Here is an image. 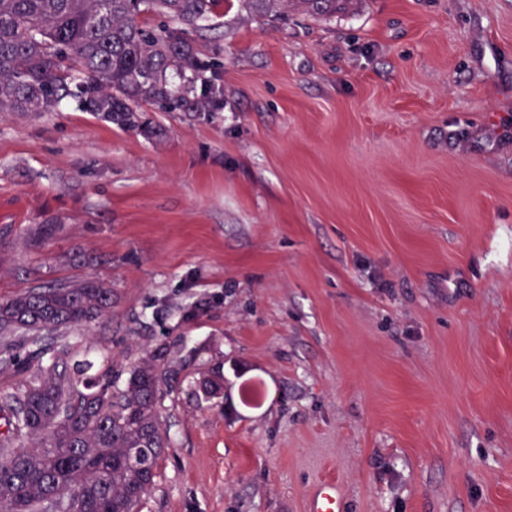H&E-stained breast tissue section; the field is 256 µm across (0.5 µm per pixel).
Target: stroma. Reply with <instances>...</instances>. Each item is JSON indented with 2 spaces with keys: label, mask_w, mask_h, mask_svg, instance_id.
Masks as SVG:
<instances>
[{
  "label": "stroma",
  "mask_w": 512,
  "mask_h": 512,
  "mask_svg": "<svg viewBox=\"0 0 512 512\" xmlns=\"http://www.w3.org/2000/svg\"><path fill=\"white\" fill-rule=\"evenodd\" d=\"M217 12L219 111L0 112V302L98 280L55 354L194 356L141 512H512V0ZM343 500L334 483H320L309 494L306 512H342Z\"/></svg>",
  "instance_id": "stroma-1"
}]
</instances>
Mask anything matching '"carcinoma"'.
Returning <instances> with one entry per match:
<instances>
[{"label":"carcinoma","mask_w":512,"mask_h":512,"mask_svg":"<svg viewBox=\"0 0 512 512\" xmlns=\"http://www.w3.org/2000/svg\"><path fill=\"white\" fill-rule=\"evenodd\" d=\"M221 0H0V112H52L74 98L96 117L134 128L141 103L167 112H212L204 61L188 30L217 16ZM248 17L295 7L329 16L352 0H239ZM152 14L157 22L139 21ZM194 79L176 85L172 75ZM200 85H195V81ZM112 306V290L87 281L30 289L0 302V367L36 362V376L0 397V512H140L170 447L161 402L179 381L167 347L148 350L127 377L106 370L85 376L46 352L37 332L84 326ZM36 350L22 359L17 337ZM223 375L202 378L203 397ZM30 444L15 445L20 438Z\"/></svg>","instance_id":"obj_1"}]
</instances>
